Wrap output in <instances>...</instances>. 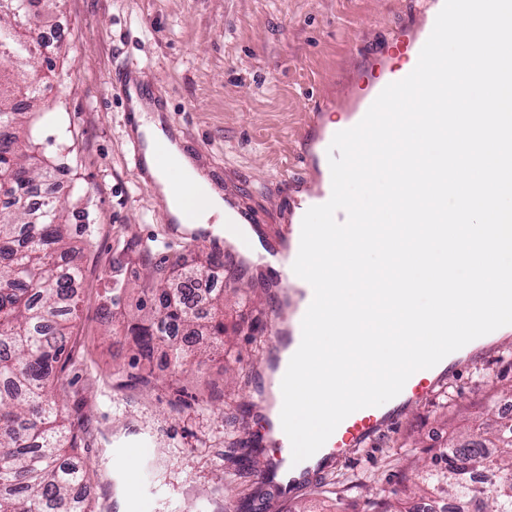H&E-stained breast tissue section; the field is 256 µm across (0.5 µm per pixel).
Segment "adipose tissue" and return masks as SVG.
<instances>
[{
  "mask_svg": "<svg viewBox=\"0 0 512 512\" xmlns=\"http://www.w3.org/2000/svg\"><path fill=\"white\" fill-rule=\"evenodd\" d=\"M150 109V103H135L136 118L131 132L135 137L145 139L143 172L162 196L169 217L178 220L183 214L184 196L194 184L204 182L205 177L178 144L168 139L161 126L160 115L151 114ZM160 143L167 149L162 159L156 153V146Z\"/></svg>",
  "mask_w": 512,
  "mask_h": 512,
  "instance_id": "1",
  "label": "adipose tissue"
}]
</instances>
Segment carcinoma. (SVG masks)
<instances>
[{
	"mask_svg": "<svg viewBox=\"0 0 512 512\" xmlns=\"http://www.w3.org/2000/svg\"><path fill=\"white\" fill-rule=\"evenodd\" d=\"M11 4L13 12L0 16V184L8 185L0 192V512H92L89 472L73 454L82 438L56 393L82 276L67 204L46 181L49 171L66 167L50 165L19 140L24 109L40 91L29 66L41 20L32 0ZM220 264L213 253L189 267L175 259L181 273L173 286L141 303L127 326L131 368L158 354L183 370L206 353L200 337L224 345V297L196 301L192 292L193 281ZM170 323L186 331L179 344L166 335ZM442 459L440 470L421 477L424 492L450 495L468 512L474 491L467 475L483 470L488 481L480 494L493 512H512V418L487 424L478 440H448Z\"/></svg>",
	"mask_w": 512,
	"mask_h": 512,
	"instance_id": "cac0c4a2",
	"label": "carcinoma"
}]
</instances>
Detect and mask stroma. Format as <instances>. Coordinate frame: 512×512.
<instances>
[{
  "label": "stroma",
  "mask_w": 512,
  "mask_h": 512,
  "mask_svg": "<svg viewBox=\"0 0 512 512\" xmlns=\"http://www.w3.org/2000/svg\"><path fill=\"white\" fill-rule=\"evenodd\" d=\"M423 9V0H58L50 10L42 32L61 23L66 33L48 53L54 71L27 120L37 153L69 169L58 196L90 226L72 239L83 277L60 392L78 412L94 512H213L218 496L224 512H252L256 496L265 512H383L389 502L415 512L426 496L411 489L414 467L433 465L444 438L497 419L496 402L512 397L511 336L486 345L484 362L461 358L444 387L374 446L330 458L326 472L349 477L351 488L318 478L281 502L232 446L268 431L254 406L269 340L260 267L244 276L253 285L245 307L234 303L228 268L219 271L231 354L210 353L185 373L157 359L150 386L112 389L133 355L122 324L169 280L163 257L191 263L203 251L171 236L157 190L140 184L116 73L140 69L183 149L258 218L266 240L290 217L282 195L302 197L319 177L318 158L301 159L306 127L342 118L346 97L376 77L379 50ZM145 249L158 261L150 272ZM116 279L127 293L110 311L104 296ZM178 389L187 401L179 411ZM196 399L211 400L210 411L190 408Z\"/></svg>",
  "instance_id": "35a3bbf8"
}]
</instances>
